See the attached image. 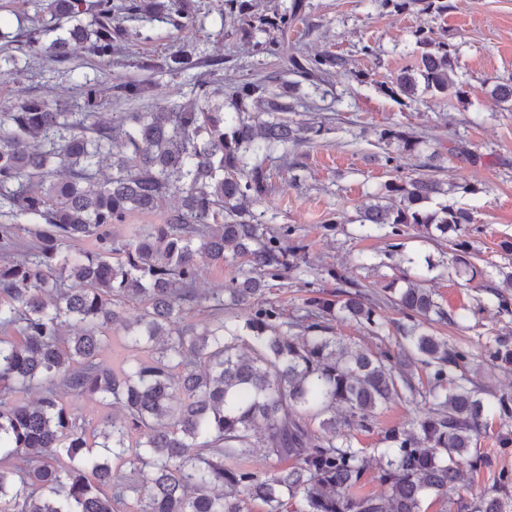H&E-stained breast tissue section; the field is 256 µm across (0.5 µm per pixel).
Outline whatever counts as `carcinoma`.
<instances>
[{"mask_svg":"<svg viewBox=\"0 0 512 512\" xmlns=\"http://www.w3.org/2000/svg\"><path fill=\"white\" fill-rule=\"evenodd\" d=\"M145 2L42 0L41 12L70 26L49 43L40 28L27 30L25 55L64 63L87 53L109 62L129 40L127 20L158 12L177 30L192 22L185 0H165L159 10ZM305 7L292 0L265 12L249 0H224L243 35L270 34L253 43L256 52L288 60L299 81L269 73L213 87L198 75V92L181 105L105 120L99 84L87 79L80 112L40 95L0 110V248L16 252L0 259V512H117L130 498L133 512H252L254 502L263 512H423L428 497L457 512H512L507 471L472 502L450 498L464 467L487 465L488 416H512V394L480 396L469 378L471 351L434 333L433 324L455 320L430 290L396 287L403 271L383 294L335 275L334 289L312 290L290 311L263 298L268 280L288 273V253L299 250L285 245L288 230L263 229L252 210L269 186L264 159L321 132L315 121L275 113L309 107L302 83L316 92L340 65L331 53L301 62L288 52ZM198 66L191 42L143 63L176 73ZM451 73L448 44L439 42L422 54L417 73L397 77L395 94L446 95ZM112 91L136 106L149 84L118 80ZM380 140L410 154L430 147L397 126ZM114 155L112 175L100 176ZM460 192L471 188L429 173L397 177L359 222L387 225L393 236L408 228L453 232L455 275L474 278L471 213L432 206ZM175 198L180 207L163 211ZM161 212L163 223L133 238L111 233L133 213ZM19 218L42 225L23 247ZM86 239L95 250H70ZM203 259L247 269L229 288L201 295ZM226 294L249 308L243 320L224 318ZM385 305L402 318L388 324ZM198 307L214 312L212 327L186 323ZM338 318L379 341L377 350L343 342L332 327ZM71 326L80 332L65 335ZM390 326L399 335L392 346ZM114 330L136 352L120 374L98 361ZM485 351L512 364L506 337ZM32 388L36 398L20 397ZM405 393L426 414L384 432L376 449L384 493L366 494L368 449L354 446L351 431L371 429L375 412ZM67 397H97L123 414L89 429L72 417ZM134 431L145 440H132ZM126 464L133 478L112 483V470Z\"/></svg>","mask_w":512,"mask_h":512,"instance_id":"obj_1","label":"carcinoma"}]
</instances>
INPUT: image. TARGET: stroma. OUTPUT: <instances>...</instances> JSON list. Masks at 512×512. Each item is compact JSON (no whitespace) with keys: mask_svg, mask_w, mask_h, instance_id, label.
I'll list each match as a JSON object with an SVG mask.
<instances>
[{"mask_svg":"<svg viewBox=\"0 0 512 512\" xmlns=\"http://www.w3.org/2000/svg\"><path fill=\"white\" fill-rule=\"evenodd\" d=\"M222 0H194L192 27L175 30L158 20H134L135 36L110 66L85 54L79 60L56 63L38 60L14 71L6 55L23 57L15 36L31 25L36 9L29 0H0V108H9L34 94L63 98L79 108L78 86L84 79L103 82L104 115L127 111L112 94L116 80L149 79L152 102H184L196 89L192 75L166 70L147 72L142 60L163 59L183 40L197 44L206 61L202 74L223 82L227 72L251 79L273 71L293 80L285 63L252 51L236 19H222ZM292 41L303 55L330 52L341 58L328 85L315 99L318 115L327 126L315 143L289 148L265 166L271 187L255 210L265 226L290 228L289 244L298 246L297 267L284 279L269 281L265 297L289 307L304 298L308 288H327L332 274L378 289L393 278L390 246L399 242L402 256L411 260V275L433 289L438 301L454 317L439 326L449 343L470 346L478 383L492 392H512V365L486 361L480 345L486 338L512 335V313L502 311L496 298L478 282L455 273L437 276L429 263L450 264L449 241L434 242L417 232L392 238L367 233L358 222L361 208L395 176L420 173L424 156L402 157L398 166L386 165L378 144L379 131L389 125L407 132L428 134L445 148L444 181L469 183L472 193L449 196L467 209L476 232L468 240L474 263L484 269L497 265L512 271V103L498 101L495 85L512 81V0H448L446 13L425 9L422 0L399 12L382 0H306ZM432 31L451 50L455 87L448 95L422 93L414 99L392 94L402 72L418 68L423 49L420 34ZM423 407L404 399L380 408L368 432H356L359 448L377 447L384 431L418 419ZM512 431V418L491 420L490 437L482 447L490 465L464 471L452 493L466 501L478 496L499 471L512 472V447H499L495 436Z\"/></svg>","mask_w":512,"mask_h":512,"instance_id":"1","label":"stroma"}]
</instances>
